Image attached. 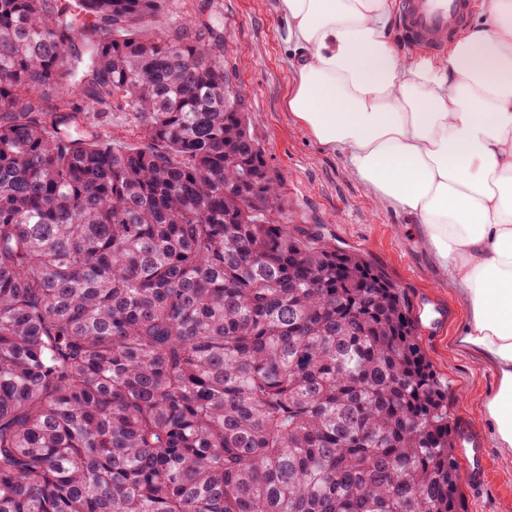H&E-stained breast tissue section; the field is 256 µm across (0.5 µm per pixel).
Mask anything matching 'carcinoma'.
<instances>
[{
  "instance_id": "carcinoma-1",
  "label": "carcinoma",
  "mask_w": 512,
  "mask_h": 512,
  "mask_svg": "<svg viewBox=\"0 0 512 512\" xmlns=\"http://www.w3.org/2000/svg\"><path fill=\"white\" fill-rule=\"evenodd\" d=\"M52 2L0 0V512H467L405 289L272 218L223 57L77 0V103ZM87 122L91 126L103 124L105 130L111 131L114 138L122 140L125 144L134 145L138 143L140 134L135 123L128 112H107L97 114L88 112Z\"/></svg>"
}]
</instances>
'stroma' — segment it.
I'll use <instances>...</instances> for the list:
<instances>
[{
    "instance_id": "stroma-1",
    "label": "stroma",
    "mask_w": 512,
    "mask_h": 512,
    "mask_svg": "<svg viewBox=\"0 0 512 512\" xmlns=\"http://www.w3.org/2000/svg\"><path fill=\"white\" fill-rule=\"evenodd\" d=\"M204 23L224 32V65L246 92L245 106L267 164L280 179L287 217L383 266L414 304L431 302L446 310V320L422 333L421 344L448 386L456 419L478 430L486 449L489 476L482 488L465 486L467 510L512 512V466L502 462L491 430L481 424V402L495 386L494 375L479 357L454 344L466 314L454 285L416 247L406 216L382 206L340 154L317 144L286 111L296 53L284 40L286 24L274 0H167L149 31L172 38L182 27L195 32Z\"/></svg>"
}]
</instances>
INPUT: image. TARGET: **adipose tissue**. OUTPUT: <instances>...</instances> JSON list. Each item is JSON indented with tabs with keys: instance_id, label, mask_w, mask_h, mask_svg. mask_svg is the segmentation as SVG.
Masks as SVG:
<instances>
[{
	"instance_id": "obj_1",
	"label": "adipose tissue",
	"mask_w": 512,
	"mask_h": 512,
	"mask_svg": "<svg viewBox=\"0 0 512 512\" xmlns=\"http://www.w3.org/2000/svg\"><path fill=\"white\" fill-rule=\"evenodd\" d=\"M296 52L285 107L384 206L415 220L469 307L459 341L498 379L484 409L512 463V0L442 57L402 56L392 0H276Z\"/></svg>"
}]
</instances>
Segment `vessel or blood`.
I'll use <instances>...</instances> for the list:
<instances>
[{
  "mask_svg": "<svg viewBox=\"0 0 512 512\" xmlns=\"http://www.w3.org/2000/svg\"><path fill=\"white\" fill-rule=\"evenodd\" d=\"M470 0H403L402 20L408 43L415 49L438 48L465 24ZM460 466L471 486L483 485L488 476L486 451L468 427L459 432Z\"/></svg>",
  "mask_w": 512,
  "mask_h": 512,
  "instance_id": "vessel-or-blood-1",
  "label": "vessel or blood"
}]
</instances>
